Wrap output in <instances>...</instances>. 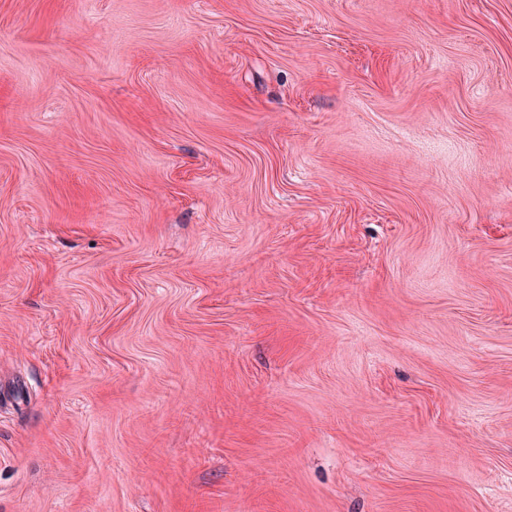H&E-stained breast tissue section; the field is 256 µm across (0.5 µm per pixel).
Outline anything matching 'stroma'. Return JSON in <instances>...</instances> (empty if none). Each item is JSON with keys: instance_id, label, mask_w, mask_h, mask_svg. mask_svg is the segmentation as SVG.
Here are the masks:
<instances>
[{"instance_id": "obj_1", "label": "stroma", "mask_w": 512, "mask_h": 512, "mask_svg": "<svg viewBox=\"0 0 512 512\" xmlns=\"http://www.w3.org/2000/svg\"><path fill=\"white\" fill-rule=\"evenodd\" d=\"M0 512H512V0H0Z\"/></svg>"}]
</instances>
